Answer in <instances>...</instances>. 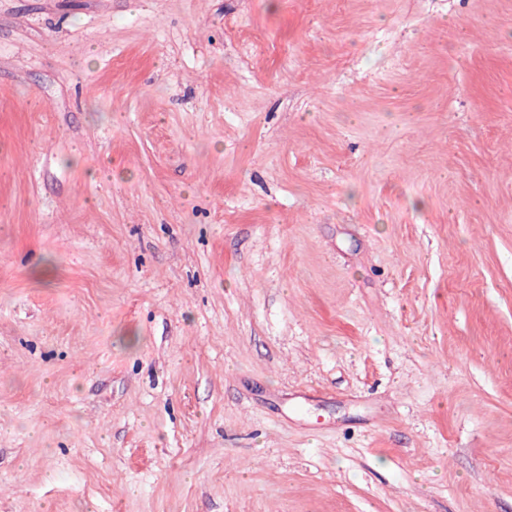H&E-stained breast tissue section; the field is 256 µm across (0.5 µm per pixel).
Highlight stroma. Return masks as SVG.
I'll use <instances>...</instances> for the list:
<instances>
[{"mask_svg":"<svg viewBox=\"0 0 512 512\" xmlns=\"http://www.w3.org/2000/svg\"><path fill=\"white\" fill-rule=\"evenodd\" d=\"M0 512H512V0H0Z\"/></svg>","mask_w":512,"mask_h":512,"instance_id":"obj_1","label":"stroma"}]
</instances>
